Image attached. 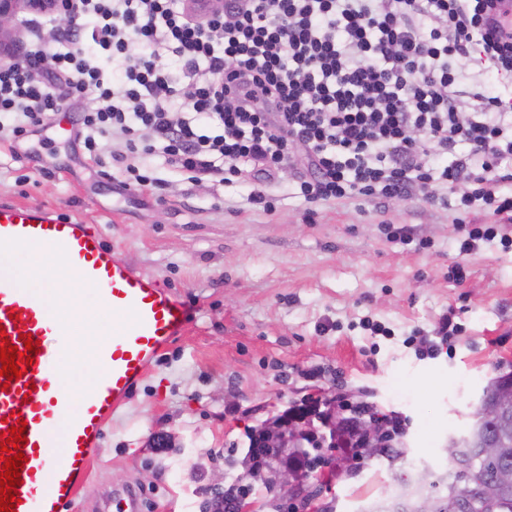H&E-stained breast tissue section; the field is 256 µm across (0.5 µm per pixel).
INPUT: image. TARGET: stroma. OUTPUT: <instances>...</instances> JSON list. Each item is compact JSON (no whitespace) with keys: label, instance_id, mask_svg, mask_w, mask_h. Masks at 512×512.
<instances>
[{"label":"stroma","instance_id":"1","mask_svg":"<svg viewBox=\"0 0 512 512\" xmlns=\"http://www.w3.org/2000/svg\"><path fill=\"white\" fill-rule=\"evenodd\" d=\"M512 98V74L472 49L466 93ZM68 115L0 144V202L45 205L93 225L135 270L185 300L184 335L153 363L106 425L87 482L69 512H114L136 496L139 512H205L215 487L252 485L256 512H277V489L250 481L248 435L309 399L345 394L401 415L396 446L445 473L449 436L472 421L487 381L512 371V248L459 247L481 208L418 199L359 197L316 205L298 194L301 166L283 165L253 206V178L196 181L154 171L130 184L122 164L93 165L64 129ZM411 235L390 240L391 229ZM458 336L430 351L442 315ZM167 447L152 445L154 432ZM375 457L329 479L334 512H361L403 473Z\"/></svg>","mask_w":512,"mask_h":512}]
</instances>
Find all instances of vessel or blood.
Instances as JSON below:
<instances>
[{
    "instance_id": "vessel-or-blood-1",
    "label": "vessel or blood",
    "mask_w": 512,
    "mask_h": 512,
    "mask_svg": "<svg viewBox=\"0 0 512 512\" xmlns=\"http://www.w3.org/2000/svg\"><path fill=\"white\" fill-rule=\"evenodd\" d=\"M38 243L74 259L79 282L95 287L115 319L112 340L95 348L93 361L107 369L94 390L79 394L56 388L52 366L62 344L44 314L43 298L0 276V326L11 345L24 335L40 343L32 365L0 390V432L25 421L22 483L15 512H65L89 474L92 452L104 427L160 353L182 335L189 308L177 295L140 275L99 232L38 205L0 204V247ZM67 421V447L60 461L46 448L53 420Z\"/></svg>"
}]
</instances>
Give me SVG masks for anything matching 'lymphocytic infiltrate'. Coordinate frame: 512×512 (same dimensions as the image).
Here are the masks:
<instances>
[{
	"label": "lymphocytic infiltrate",
	"instance_id": "lymphocytic-infiltrate-1",
	"mask_svg": "<svg viewBox=\"0 0 512 512\" xmlns=\"http://www.w3.org/2000/svg\"><path fill=\"white\" fill-rule=\"evenodd\" d=\"M78 9L56 16L54 42L34 39L0 64V134L23 137L61 111V84L83 104L77 135L97 165L98 137L118 130L129 137L120 163L158 155L199 177L251 163L270 180L298 142L307 201L433 203L434 179H463L461 208L479 201L495 218L463 250L512 223V111L456 90L473 47L512 71V31L491 24L507 16L499 0H226L202 21L183 0ZM447 154L438 176L419 161Z\"/></svg>",
	"mask_w": 512,
	"mask_h": 512
}]
</instances>
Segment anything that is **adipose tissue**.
Listing matches in <instances>:
<instances>
[{"mask_svg":"<svg viewBox=\"0 0 512 512\" xmlns=\"http://www.w3.org/2000/svg\"><path fill=\"white\" fill-rule=\"evenodd\" d=\"M75 264L72 260L51 254L38 245H29L11 253L0 252V274L14 277L26 288L42 290L45 314L56 324H68L81 316L79 303L73 297L71 284ZM103 341L94 329H86L81 344L69 346L60 357L55 382L59 389L71 391L74 381H82L84 389L95 388L105 375L101 364L86 361L85 356Z\"/></svg>","mask_w":512,"mask_h":512,"instance_id":"obj_1","label":"adipose tissue"}]
</instances>
